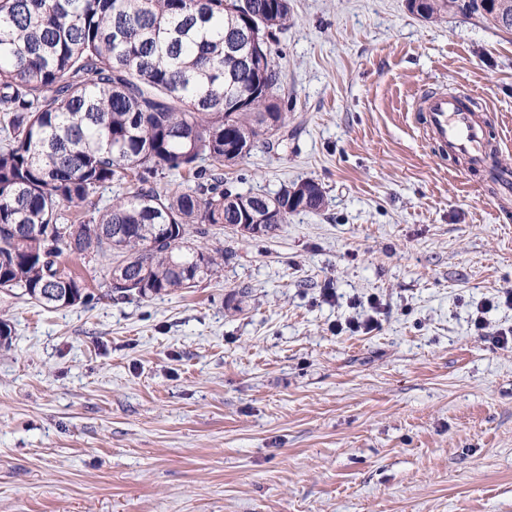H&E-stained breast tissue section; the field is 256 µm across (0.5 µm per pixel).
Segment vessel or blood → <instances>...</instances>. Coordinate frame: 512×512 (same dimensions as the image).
Wrapping results in <instances>:
<instances>
[{
  "label": "vessel or blood",
  "mask_w": 512,
  "mask_h": 512,
  "mask_svg": "<svg viewBox=\"0 0 512 512\" xmlns=\"http://www.w3.org/2000/svg\"><path fill=\"white\" fill-rule=\"evenodd\" d=\"M422 112L424 139L461 157L467 167L483 170L500 203L511 202L512 167L499 163L488 152L485 126L478 113L459 97L445 93L424 94Z\"/></svg>",
  "instance_id": "obj_1"
}]
</instances>
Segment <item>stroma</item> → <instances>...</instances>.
<instances>
[{"label":"stroma","mask_w":512,"mask_h":512,"mask_svg":"<svg viewBox=\"0 0 512 512\" xmlns=\"http://www.w3.org/2000/svg\"><path fill=\"white\" fill-rule=\"evenodd\" d=\"M291 4L270 45L288 135L224 181L312 179L323 209L224 229L221 276L168 295L104 298L90 267L84 305L0 290V512H512V349L489 337L512 326V202L417 112L467 96L512 166V31Z\"/></svg>","instance_id":"1"}]
</instances>
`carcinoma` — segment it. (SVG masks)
<instances>
[{"mask_svg": "<svg viewBox=\"0 0 512 512\" xmlns=\"http://www.w3.org/2000/svg\"><path fill=\"white\" fill-rule=\"evenodd\" d=\"M426 19L457 10L512 30V0H409ZM289 0H0V288L48 308L91 298L85 267L109 256L111 300L194 288L233 254L212 228L318 211L313 179L273 196L222 170L285 127L268 42ZM266 41L248 47L243 31ZM176 171L193 185L162 189ZM126 187L100 205L97 194Z\"/></svg>", "mask_w": 512, "mask_h": 512, "instance_id": "obj_1", "label": "carcinoma"}]
</instances>
